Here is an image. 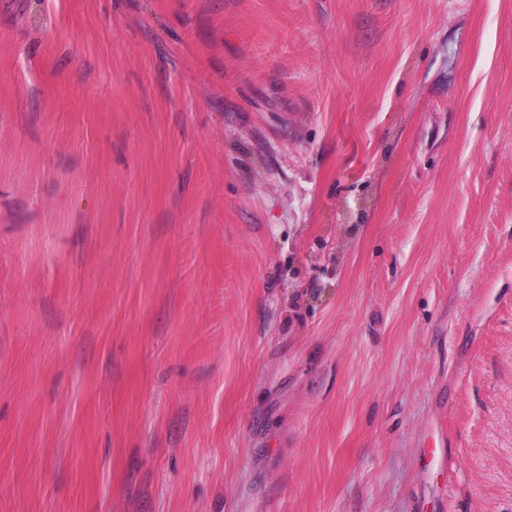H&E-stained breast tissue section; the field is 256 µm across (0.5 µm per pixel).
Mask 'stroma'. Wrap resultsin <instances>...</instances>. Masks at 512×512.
Segmentation results:
<instances>
[{"mask_svg": "<svg viewBox=\"0 0 512 512\" xmlns=\"http://www.w3.org/2000/svg\"><path fill=\"white\" fill-rule=\"evenodd\" d=\"M0 512H512V0H0Z\"/></svg>", "mask_w": 512, "mask_h": 512, "instance_id": "stroma-1", "label": "stroma"}]
</instances>
